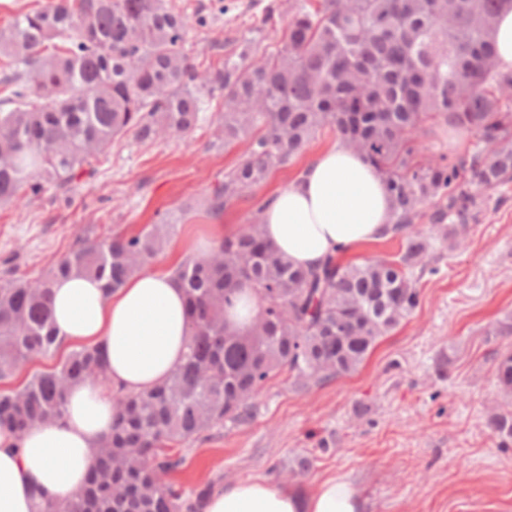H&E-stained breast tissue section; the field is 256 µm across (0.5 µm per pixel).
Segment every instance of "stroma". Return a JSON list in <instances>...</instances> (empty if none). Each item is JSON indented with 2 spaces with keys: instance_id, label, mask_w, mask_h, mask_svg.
I'll return each instance as SVG.
<instances>
[{
  "instance_id": "35a3bbf8",
  "label": "stroma",
  "mask_w": 512,
  "mask_h": 512,
  "mask_svg": "<svg viewBox=\"0 0 512 512\" xmlns=\"http://www.w3.org/2000/svg\"><path fill=\"white\" fill-rule=\"evenodd\" d=\"M209 16L190 25L185 51L204 69L221 63L248 30L260 28L263 51L280 46L287 15L264 22L269 0H185ZM213 100L192 132L140 142L125 136L80 179L67 199L0 206V259L36 277L92 233H137L167 214L176 231L154 267L191 255L210 232L211 218L185 206L207 195L245 156V144H217ZM473 137L449 128L418 133L423 163L463 154ZM432 270L421 281L412 316L380 339L357 371L301 391L281 376L255 398L243 427L214 429L185 447V464L170 482L214 488L267 479L308 493L324 480H350L367 512H512V443L493 436L488 421L507 400L494 373L512 336H497L512 316V183L499 188L470 222L462 245L449 250L429 221ZM452 361L451 371L441 368ZM312 466L299 474L297 463Z\"/></svg>"
}]
</instances>
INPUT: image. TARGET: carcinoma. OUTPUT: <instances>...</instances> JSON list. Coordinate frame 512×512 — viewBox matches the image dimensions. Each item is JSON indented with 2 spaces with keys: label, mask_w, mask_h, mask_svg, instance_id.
Listing matches in <instances>:
<instances>
[{
  "label": "carcinoma",
  "mask_w": 512,
  "mask_h": 512,
  "mask_svg": "<svg viewBox=\"0 0 512 512\" xmlns=\"http://www.w3.org/2000/svg\"><path fill=\"white\" fill-rule=\"evenodd\" d=\"M512 0H293L281 48L248 62L254 40L199 71L183 51L184 6L174 0H58L0 29V204L66 194L129 133L142 141L193 130L208 101L224 146L248 141L199 206L213 218L293 166L324 132L366 156L392 199L397 255L363 263L338 255L321 266L292 265L256 220L226 236L206 259L176 268L189 305L182 363L150 391H117L112 434L83 490L56 512H202L212 486L186 490L161 474L181 468V448L228 423L254 417L262 383L282 373L308 389L352 373L379 338L420 302L430 237L417 229L422 207L448 250L512 182V72L499 68L494 34ZM475 135L466 152L426 168L413 164L412 137L429 121ZM175 225L135 236L89 235L33 281L9 259L0 276V381L34 358L60 350L49 308L53 283L71 274L113 292L163 249ZM261 310L244 332L224 308L241 286ZM501 391L512 395V351L496 360ZM106 380L97 351L73 347L23 387L0 392V429L14 433L64 413L76 381ZM491 431L512 441V412Z\"/></svg>",
  "instance_id": "obj_1"
}]
</instances>
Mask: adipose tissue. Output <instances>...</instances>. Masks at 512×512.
Returning a JSON list of instances; mask_svg holds the SVG:
<instances>
[{
    "mask_svg": "<svg viewBox=\"0 0 512 512\" xmlns=\"http://www.w3.org/2000/svg\"><path fill=\"white\" fill-rule=\"evenodd\" d=\"M391 197L378 169L336 143L277 188L260 216L265 238L297 266L383 239ZM53 322L64 346L101 352L107 384L69 387L63 416L21 434L0 431V512H54L79 492L112 432L111 387L153 389L181 363L189 335L187 299L172 270H145L105 294L99 280L72 277L52 288ZM350 483L323 481L311 493L266 479L214 491L204 512H363Z\"/></svg>",
    "mask_w": 512,
    "mask_h": 512,
    "instance_id": "ef3b65f1",
    "label": "adipose tissue"
}]
</instances>
